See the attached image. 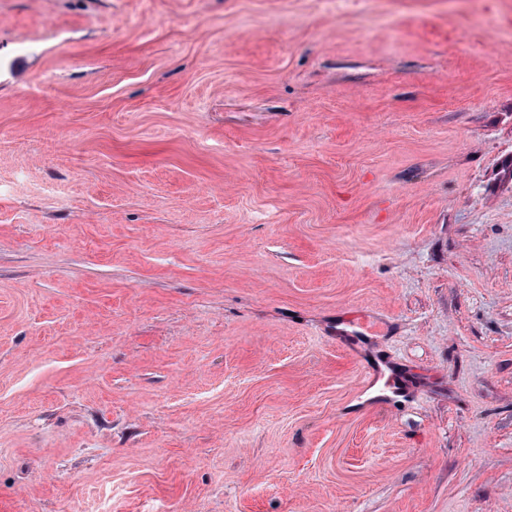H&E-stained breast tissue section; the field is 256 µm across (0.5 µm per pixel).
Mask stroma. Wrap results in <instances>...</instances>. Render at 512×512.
Returning a JSON list of instances; mask_svg holds the SVG:
<instances>
[{
    "label": "stroma",
    "instance_id": "1",
    "mask_svg": "<svg viewBox=\"0 0 512 512\" xmlns=\"http://www.w3.org/2000/svg\"><path fill=\"white\" fill-rule=\"evenodd\" d=\"M0 512H512L503 0H0Z\"/></svg>",
    "mask_w": 512,
    "mask_h": 512
}]
</instances>
